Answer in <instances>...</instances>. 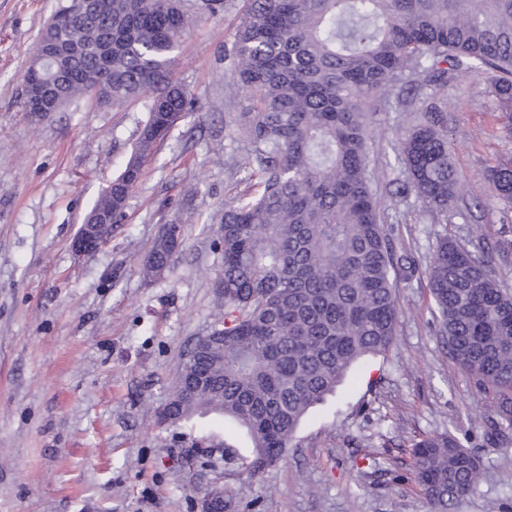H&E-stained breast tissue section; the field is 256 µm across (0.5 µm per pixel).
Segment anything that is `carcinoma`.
Returning a JSON list of instances; mask_svg holds the SVG:
<instances>
[{
  "label": "carcinoma",
  "instance_id": "cac0c4a2",
  "mask_svg": "<svg viewBox=\"0 0 512 512\" xmlns=\"http://www.w3.org/2000/svg\"><path fill=\"white\" fill-rule=\"evenodd\" d=\"M98 16L47 25L77 48L62 75L63 105L91 97L114 110L140 107L136 139L112 192L90 211L123 216L145 163L193 112L173 75L190 24L182 0H104ZM233 85L244 95L240 130L249 143L245 188L218 229L224 309L213 331L224 342L184 363L169 401L174 422L216 414L244 428L249 478L285 455L310 408L335 393L350 368L393 344L399 279L416 271L396 251L369 171L370 112L400 96L405 75L444 90L448 70L496 73L512 112V0H249L231 47ZM57 70L34 57L23 79ZM408 189L434 219L464 195L450 161L447 116L429 96L398 144ZM512 205V166L487 171ZM182 224L170 222L143 265L147 278L172 266ZM421 274L449 353L488 398L484 424L512 428V290L481 244L440 238ZM416 482L434 512H452L481 477L479 460L448 432L412 441Z\"/></svg>",
  "mask_w": 512,
  "mask_h": 512
}]
</instances>
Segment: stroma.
<instances>
[{"mask_svg":"<svg viewBox=\"0 0 512 512\" xmlns=\"http://www.w3.org/2000/svg\"><path fill=\"white\" fill-rule=\"evenodd\" d=\"M62 0H0V512H196L204 493L246 484L224 512H430L412 476V439L450 432L482 463L476 490L454 512H512V453L489 444L486 398L451 357L425 278L399 281L396 338L347 373L305 416L283 461L249 478L246 432L215 416L165 423L183 355L224 302L214 218L246 175L238 131L245 100L224 46L244 0L193 16L175 76L196 102L148 163L125 215L94 255L71 246L101 190L120 172L137 112L81 99L32 115L23 74ZM489 70L455 74L441 95L451 163L466 193L441 221L405 191L397 146L406 112L378 101L369 170L397 251L427 262L441 236L483 245L512 288V208L484 175L512 162V115ZM183 245L164 275L142 267L164 224Z\"/></svg>","mask_w":512,"mask_h":512,"instance_id":"stroma-1","label":"stroma"}]
</instances>
